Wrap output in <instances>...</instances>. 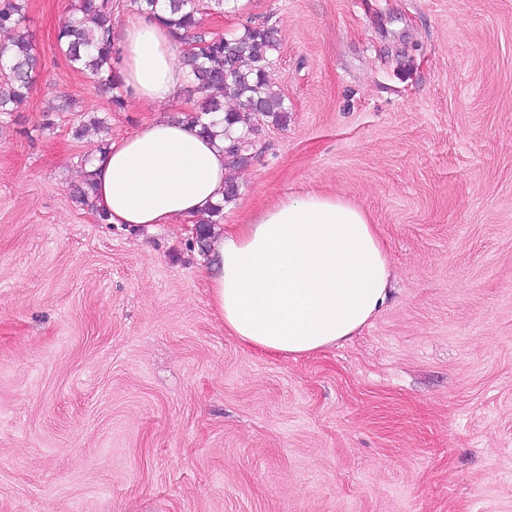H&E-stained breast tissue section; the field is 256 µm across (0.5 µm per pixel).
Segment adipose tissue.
Listing matches in <instances>:
<instances>
[{
  "mask_svg": "<svg viewBox=\"0 0 512 512\" xmlns=\"http://www.w3.org/2000/svg\"><path fill=\"white\" fill-rule=\"evenodd\" d=\"M119 76L137 101L166 104L187 81L174 33L130 8L117 35ZM96 211L139 229L194 220L220 201L223 136L157 117L111 138L91 164ZM206 279L230 336L282 355L316 353L353 336L384 308L391 270L365 213L339 196L308 194L212 237Z\"/></svg>",
  "mask_w": 512,
  "mask_h": 512,
  "instance_id": "obj_1",
  "label": "adipose tissue"
}]
</instances>
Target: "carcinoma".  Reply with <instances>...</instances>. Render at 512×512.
Wrapping results in <instances>:
<instances>
[{
    "label": "carcinoma",
    "instance_id": "1",
    "mask_svg": "<svg viewBox=\"0 0 512 512\" xmlns=\"http://www.w3.org/2000/svg\"><path fill=\"white\" fill-rule=\"evenodd\" d=\"M140 9L167 12L165 23L181 44H203L200 54H179V62L190 77L188 93L197 98V109L189 119L209 134L224 125V151L232 159L233 173L247 163L260 127L284 125L288 105L273 90L269 70L279 43L272 27L250 26L234 37H211L202 30L203 16L224 12V0H131ZM115 7L112 0H73L69 14L59 26L56 40L68 64L94 80L109 96L116 110L124 107L121 83L115 71ZM37 58L25 25L22 0H0V113L16 112L28 98ZM217 204L201 217L198 248L209 238L211 226L223 218Z\"/></svg>",
    "mask_w": 512,
    "mask_h": 512
}]
</instances>
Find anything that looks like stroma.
Listing matches in <instances>:
<instances>
[{"instance_id":"stroma-1","label":"stroma","mask_w":512,"mask_h":512,"mask_svg":"<svg viewBox=\"0 0 512 512\" xmlns=\"http://www.w3.org/2000/svg\"><path fill=\"white\" fill-rule=\"evenodd\" d=\"M73 0H25L41 66L0 114V512H512V0H229L276 29L290 108L222 229L309 191L363 209L383 311L298 358L228 336L186 224L73 195L113 110L59 51ZM87 124L75 136L78 124Z\"/></svg>"}]
</instances>
